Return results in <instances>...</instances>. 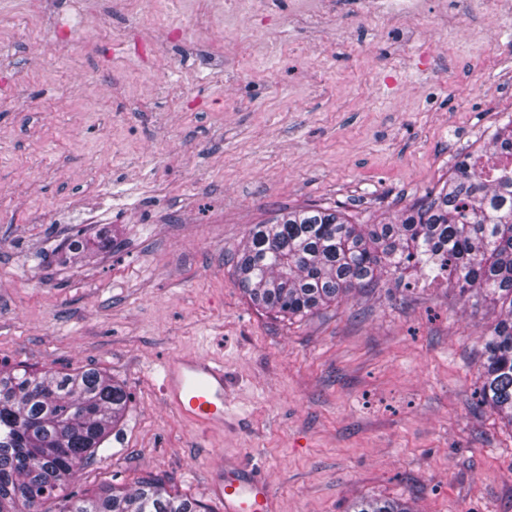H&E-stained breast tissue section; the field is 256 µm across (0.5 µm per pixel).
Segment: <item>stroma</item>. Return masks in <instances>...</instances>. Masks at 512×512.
Segmentation results:
<instances>
[{"instance_id": "obj_1", "label": "stroma", "mask_w": 512, "mask_h": 512, "mask_svg": "<svg viewBox=\"0 0 512 512\" xmlns=\"http://www.w3.org/2000/svg\"><path fill=\"white\" fill-rule=\"evenodd\" d=\"M0 0V366L96 367L130 395L72 487L145 473L222 512L225 458L272 512H512V428L481 401L492 308L447 285L352 293L297 322L233 257L306 204L395 217L512 115V0ZM109 229L81 262L68 243ZM224 362L199 437L163 360Z\"/></svg>"}]
</instances>
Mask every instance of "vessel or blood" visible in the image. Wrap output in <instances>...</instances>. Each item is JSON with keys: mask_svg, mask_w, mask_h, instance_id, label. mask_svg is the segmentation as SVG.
I'll use <instances>...</instances> for the list:
<instances>
[{"mask_svg": "<svg viewBox=\"0 0 512 512\" xmlns=\"http://www.w3.org/2000/svg\"><path fill=\"white\" fill-rule=\"evenodd\" d=\"M162 392L169 406L198 432L224 425V364L196 354H173L162 363ZM224 512H272V491L255 470L226 464L213 484Z\"/></svg>", "mask_w": 512, "mask_h": 512, "instance_id": "obj_1", "label": "vessel or blood"}]
</instances>
